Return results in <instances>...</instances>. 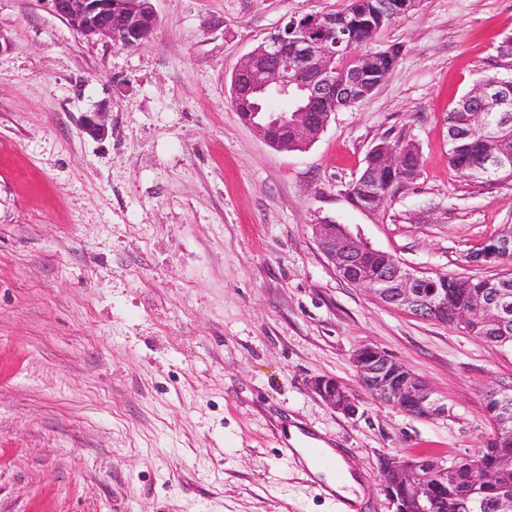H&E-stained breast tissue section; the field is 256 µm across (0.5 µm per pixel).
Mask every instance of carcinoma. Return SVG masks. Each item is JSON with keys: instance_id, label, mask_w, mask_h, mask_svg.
Returning <instances> with one entry per match:
<instances>
[{"instance_id": "cac0c4a2", "label": "carcinoma", "mask_w": 512, "mask_h": 512, "mask_svg": "<svg viewBox=\"0 0 512 512\" xmlns=\"http://www.w3.org/2000/svg\"><path fill=\"white\" fill-rule=\"evenodd\" d=\"M379 0H350L348 8L333 14L336 28L346 29L354 36V52L336 55V79L341 80L353 71H363L367 75L362 86L350 93L358 102L370 95L373 83L384 80L393 70L397 58H381L370 48L377 33L402 14L400 10L382 13L378 9ZM481 109L478 97L471 96L466 104H455L446 116L448 137L461 135L460 140L448 143V164L459 177L466 180H498L512 178L511 170H493L488 160L496 155H512V123L499 126L500 113H488L489 122L485 127L477 126L473 114ZM392 147L404 152L402 169L393 173L386 170L381 156H367L366 168L378 178L372 192L354 191L353 203L374 212H382L392 197L386 195V187L402 181L404 176L420 174V154L417 147L400 138L389 142ZM439 283V291L448 303L446 325L465 331L497 347L512 348V308L504 311L502 320L489 321L488 311L476 306L481 296H490L505 291L512 296V277H454L434 275ZM485 407L489 416L506 424V429L493 431L486 438L483 447V462L496 472L494 482H486L483 474L474 473L466 480H459L453 472L448 476L441 471L430 474L424 485L403 491V499L408 512L415 499H420L428 512H498V503L505 497L512 498V394L500 393L496 396L485 394Z\"/></svg>"}]
</instances>
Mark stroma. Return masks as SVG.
Masks as SVG:
<instances>
[{"mask_svg": "<svg viewBox=\"0 0 512 512\" xmlns=\"http://www.w3.org/2000/svg\"><path fill=\"white\" fill-rule=\"evenodd\" d=\"M141 46L89 40L49 0H0V512H342L282 453L298 422L343 449L359 512H390L385 457L475 454L484 393L512 392V350L387 305L344 281L324 217L409 266L497 277L469 255L512 225V179L448 166L445 118L485 75L512 72V0H418L372 50L386 80L280 152L230 103L241 57L287 16L348 0H152ZM107 114L103 136L85 115ZM394 136L421 172L385 211L348 200ZM379 348L444 414L407 415L360 384ZM336 379L358 412L311 388Z\"/></svg>", "mask_w": 512, "mask_h": 512, "instance_id": "35a3bbf8", "label": "stroma"}]
</instances>
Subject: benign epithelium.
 Returning <instances> with one entry per match:
<instances>
[{
    "label": "benign epithelium",
    "mask_w": 512,
    "mask_h": 512,
    "mask_svg": "<svg viewBox=\"0 0 512 512\" xmlns=\"http://www.w3.org/2000/svg\"><path fill=\"white\" fill-rule=\"evenodd\" d=\"M54 13L78 34L105 39L125 48H135L152 33L157 16L153 5L145 0H49ZM335 28L326 14L291 16L265 37L240 61L231 77V98L246 94L261 99L275 95L300 101L291 112H266L258 108L243 120L266 143L281 150L288 141L313 144L326 128L331 113L313 114L310 103L319 99H336L348 94L347 86L362 80L354 73L349 80L336 81V68L321 39L311 33ZM307 32L301 38L292 31ZM477 92L494 104L498 112H512V82L499 80L477 87ZM316 242L336 273L351 284L370 291L381 302L404 309L422 319L443 322L448 307L436 283L428 273L407 266L391 254L373 277L365 274L367 254H377L357 240L342 224L324 220L312 225ZM512 238H494L469 256L474 266H500L508 263ZM361 385L381 403L415 417H429L445 410L434 392L413 373L400 367L385 351L363 346L353 354ZM312 389L336 411L353 414L356 404L350 392L333 378L316 377ZM428 457L398 460L386 457L381 470L397 473L407 486L425 479Z\"/></svg>",
    "instance_id": "obj_1"
}]
</instances>
